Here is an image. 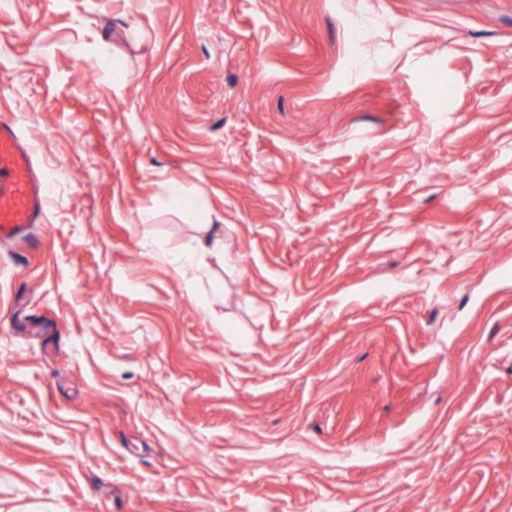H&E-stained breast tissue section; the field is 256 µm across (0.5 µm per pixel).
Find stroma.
<instances>
[{
    "label": "stroma",
    "instance_id": "1",
    "mask_svg": "<svg viewBox=\"0 0 512 512\" xmlns=\"http://www.w3.org/2000/svg\"><path fill=\"white\" fill-rule=\"evenodd\" d=\"M0 32L55 187L0 242V512H512V0ZM174 185L224 237L200 280Z\"/></svg>",
    "mask_w": 512,
    "mask_h": 512
}]
</instances>
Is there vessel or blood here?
<instances>
[{"instance_id":"1","label":"vessel or blood","mask_w":512,"mask_h":512,"mask_svg":"<svg viewBox=\"0 0 512 512\" xmlns=\"http://www.w3.org/2000/svg\"><path fill=\"white\" fill-rule=\"evenodd\" d=\"M48 178L15 120L0 117V240H18L43 223Z\"/></svg>"}]
</instances>
